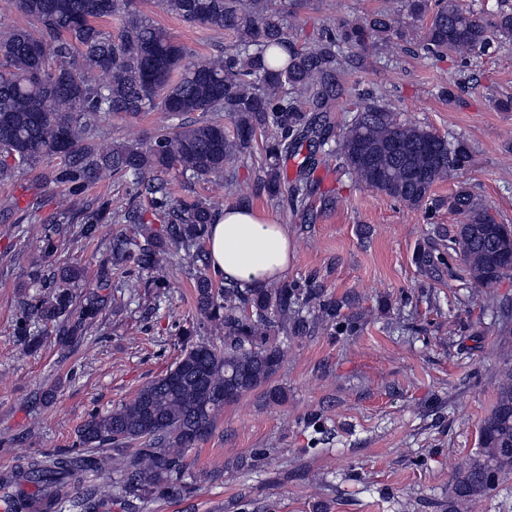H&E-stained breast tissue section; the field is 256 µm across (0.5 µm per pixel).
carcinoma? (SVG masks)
I'll return each instance as SVG.
<instances>
[{"instance_id": "1", "label": "carcinoma", "mask_w": 512, "mask_h": 512, "mask_svg": "<svg viewBox=\"0 0 512 512\" xmlns=\"http://www.w3.org/2000/svg\"><path fill=\"white\" fill-rule=\"evenodd\" d=\"M25 26L0 34V183L58 157L64 166L54 181L79 187L110 179L131 183L149 195L154 219L166 237L117 236L97 276L95 289L73 306L68 284L82 277L75 267L57 272L58 285L23 307L24 322L53 325L62 346L86 335L98 322L114 290L129 295L142 287V270L167 262L166 241L189 249L207 237L222 202L178 203L156 173L179 168L196 178L222 177L224 169L252 153L265 137V178L272 197L285 196L302 208L311 172L321 163L317 148L332 133L331 102L344 90L342 75L353 59L369 51L389 53L406 37L402 16L426 21L421 49L479 57L491 37L512 38V12L494 19L464 9L458 0H398L363 23L326 27L315 41L298 43L285 23L288 0H161L182 21L234 38L232 50L201 59L167 30L145 17L136 0H12ZM121 18L118 34L100 21ZM161 110L172 119L199 118L163 129L141 143L100 150V124L112 117L135 118ZM234 123L224 130L223 116ZM306 151L299 175L289 185L278 175L282 158ZM339 154L355 182L409 208L443 202L432 198L435 183L468 165L464 142L455 144L423 126L400 120L391 104L363 101L345 128ZM448 210L463 217L448 238V252L461 255L463 272L491 285L512 271V225L500 224L470 192L448 196ZM145 224L136 207L110 212L88 208L77 236L93 240L108 223ZM124 275L115 286L112 276ZM199 323L224 334V347L182 335L184 349L167 373L144 386L129 402L107 414H93L77 434L85 452L31 458L0 477L34 488L13 500L12 512H100L112 500L105 481L81 497L68 489L85 471L108 472L111 457L96 450L138 445L118 489L143 501L182 488L186 450L204 441L233 392L235 398L265 385L280 368L284 352L274 333L303 323L304 308L317 305L315 319L336 317V302L314 288L240 290L216 283L200 269L194 278ZM479 452L458 472L448 490V512L493 491L512 474V366L498 386L495 405L480 430Z\"/></svg>"}]
</instances>
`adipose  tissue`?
Listing matches in <instances>:
<instances>
[{
    "label": "adipose tissue",
    "instance_id": "obj_1",
    "mask_svg": "<svg viewBox=\"0 0 512 512\" xmlns=\"http://www.w3.org/2000/svg\"><path fill=\"white\" fill-rule=\"evenodd\" d=\"M206 246L214 272L242 289L283 277L294 250L285 225L246 205H228L213 216Z\"/></svg>",
    "mask_w": 512,
    "mask_h": 512
}]
</instances>
